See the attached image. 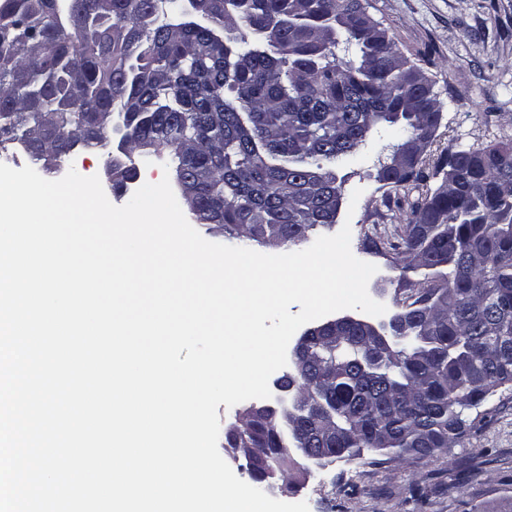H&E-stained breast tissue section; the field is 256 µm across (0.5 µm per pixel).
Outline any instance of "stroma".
I'll use <instances>...</instances> for the list:
<instances>
[{
    "mask_svg": "<svg viewBox=\"0 0 512 512\" xmlns=\"http://www.w3.org/2000/svg\"><path fill=\"white\" fill-rule=\"evenodd\" d=\"M408 57L432 52L431 70L443 103L431 156L451 145L512 140V0H369ZM394 133L379 127L360 160L340 165L346 193L359 199L350 219L351 251L376 265L372 299L395 311V298L429 288L423 271L406 272L375 235L406 224L410 209L435 181L390 187L375 178ZM476 426L439 459L362 466L339 460L327 468L288 462L292 490L285 502H307L309 512H512V386L499 388L477 408Z\"/></svg>",
    "mask_w": 512,
    "mask_h": 512,
    "instance_id": "35a3bbf8",
    "label": "stroma"
}]
</instances>
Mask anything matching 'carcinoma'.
<instances>
[{
  "label": "carcinoma",
  "mask_w": 512,
  "mask_h": 512,
  "mask_svg": "<svg viewBox=\"0 0 512 512\" xmlns=\"http://www.w3.org/2000/svg\"><path fill=\"white\" fill-rule=\"evenodd\" d=\"M172 2L0 0V150L42 113L41 140L25 152L51 172L73 132L108 149L98 114L122 113L140 153L175 152L197 223L281 247L336 223L337 165L378 126L398 128L376 180L441 184L389 246L434 286L396 300L416 320L409 347L379 348L356 327L336 334V367L299 382L326 388L331 411L312 406L302 423L319 432L323 466L439 457L475 427L468 410L512 385V141L457 146L427 168L443 108L427 72L435 59L408 58L365 0H196L179 30ZM341 45L354 53L338 71ZM134 169L129 156L112 165L116 191ZM240 444L272 471L284 461L268 424L243 430Z\"/></svg>",
  "instance_id": "1"
}]
</instances>
